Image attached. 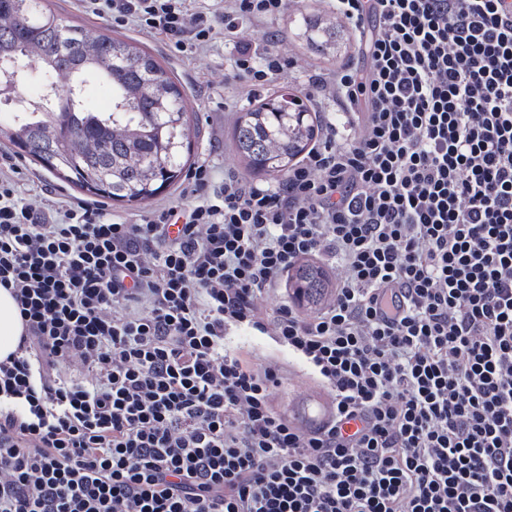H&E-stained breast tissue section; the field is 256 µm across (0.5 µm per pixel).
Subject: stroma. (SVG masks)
<instances>
[{"label": "stroma", "mask_w": 512, "mask_h": 512, "mask_svg": "<svg viewBox=\"0 0 512 512\" xmlns=\"http://www.w3.org/2000/svg\"><path fill=\"white\" fill-rule=\"evenodd\" d=\"M307 13L332 17L336 11L331 0H298L272 27L254 25L246 31L248 38L257 41L263 40L266 30L277 31L281 51L294 61L292 69L271 88L270 97L284 94L300 97L306 74L315 68L330 69L348 61L362 69L367 66L366 59L352 38L333 56L309 50L298 35L299 19ZM138 38L142 45L175 71L185 86L188 112L198 129L194 163L206 160L219 170L230 168L239 173L244 172L245 165L235 151L233 127L239 112L254 105L255 100L243 95L228 80V46L220 42L205 54L184 60L151 37L143 35ZM224 342L227 347L248 354L256 363L263 364L270 360L278 363L282 369V378L273 391L272 405L294 425L302 429L312 427L315 423L314 408L330 409L331 398L328 392L294 359L276 349L270 341L236 330L230 332Z\"/></svg>", "instance_id": "stroma-1"}]
</instances>
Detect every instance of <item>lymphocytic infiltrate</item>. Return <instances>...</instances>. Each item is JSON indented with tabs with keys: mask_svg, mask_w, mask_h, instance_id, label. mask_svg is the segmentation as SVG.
I'll use <instances>...</instances> for the list:
<instances>
[{
	"mask_svg": "<svg viewBox=\"0 0 512 512\" xmlns=\"http://www.w3.org/2000/svg\"><path fill=\"white\" fill-rule=\"evenodd\" d=\"M180 56L233 42L248 95L292 62L246 27L289 0H73ZM366 71L307 74L322 134L275 184L200 163L136 221L0 154V512H512V0H336ZM339 268L312 316L261 312L303 258ZM270 337L333 398L271 403ZM22 331L17 304L10 292L0 287V360L15 351ZM224 344L248 354L257 364H265L270 360L278 363L282 369V378L273 391L272 405L294 425L308 429L330 411L331 398L328 392L294 359L276 349L269 340L236 330L224 337ZM319 405L323 407L321 415L314 417L312 410Z\"/></svg>",
	"mask_w": 512,
	"mask_h": 512,
	"instance_id": "1",
	"label": "lymphocytic infiltrate"
}]
</instances>
